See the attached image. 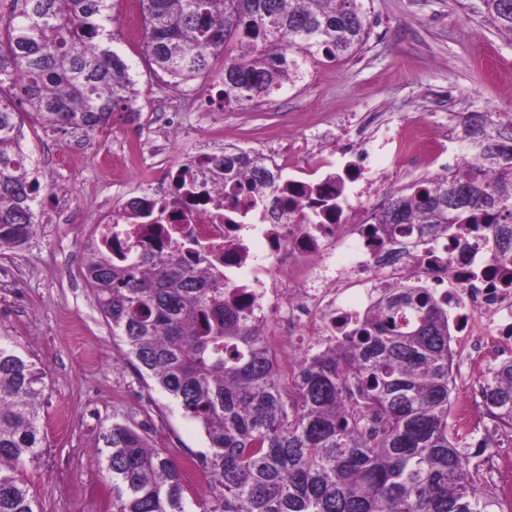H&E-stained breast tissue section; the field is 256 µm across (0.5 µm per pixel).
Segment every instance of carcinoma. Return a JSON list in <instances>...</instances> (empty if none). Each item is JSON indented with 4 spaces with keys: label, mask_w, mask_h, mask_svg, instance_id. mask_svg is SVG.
Returning a JSON list of instances; mask_svg holds the SVG:
<instances>
[{
    "label": "carcinoma",
    "mask_w": 512,
    "mask_h": 512,
    "mask_svg": "<svg viewBox=\"0 0 512 512\" xmlns=\"http://www.w3.org/2000/svg\"><path fill=\"white\" fill-rule=\"evenodd\" d=\"M11 2L0 14V250L40 224L23 116L97 134L139 98L118 48L121 0ZM360 2L137 0L142 53L177 85L217 76L224 102L257 104L291 79L294 55L355 57L368 36ZM483 4L511 38L512 0ZM463 146L461 167L394 196L377 223L430 224L450 236L484 224L497 257L512 263V113H470ZM83 277L144 386L202 428L200 460L221 485V512H504L448 427V310L427 289H393L352 334L283 374L268 326L225 304L224 288L196 276L180 249L158 256L107 237ZM44 378L0 335V512H38L23 468L43 453ZM482 398L512 431V359L492 370ZM102 441L113 512H185L184 473L163 449L117 422Z\"/></svg>",
    "instance_id": "cac0c4a2"
}]
</instances>
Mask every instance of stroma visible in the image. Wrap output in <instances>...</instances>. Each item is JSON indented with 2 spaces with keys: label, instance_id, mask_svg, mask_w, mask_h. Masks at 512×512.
<instances>
[{
  "label": "stroma",
  "instance_id": "1",
  "mask_svg": "<svg viewBox=\"0 0 512 512\" xmlns=\"http://www.w3.org/2000/svg\"><path fill=\"white\" fill-rule=\"evenodd\" d=\"M364 3L370 37L361 52L308 64L310 78L263 105L196 111L195 94L150 75L141 41L126 37L120 48L140 76V126L123 112L103 134L26 123L43 186L40 224L24 246L0 255V335L46 372V451L24 472L42 512H112L111 481L94 454L112 423L136 428L180 466L206 449L199 426L147 390L113 341L82 276L89 217L109 223L152 173L202 149L266 151L311 134L328 150L336 132L366 112L426 125L451 111L512 113V38L487 20L482 0Z\"/></svg>",
  "mask_w": 512,
  "mask_h": 512
}]
</instances>
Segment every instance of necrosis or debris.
Returning a JSON list of instances; mask_svg holds the SVG:
<instances>
[{
    "instance_id": "4bbe7bcc",
    "label": "necrosis or debris",
    "mask_w": 512,
    "mask_h": 512,
    "mask_svg": "<svg viewBox=\"0 0 512 512\" xmlns=\"http://www.w3.org/2000/svg\"><path fill=\"white\" fill-rule=\"evenodd\" d=\"M457 141L404 120L376 138L339 134L332 152L298 144L264 158L269 185L259 192L249 170L225 180L223 153L203 150L148 193L156 223L128 224L117 212L112 231L195 251L194 270L223 283L225 302L246 304L268 325L279 365L317 356L373 313L385 289L409 284L447 303L453 349L489 370L512 354V264L497 259L491 233L466 225L452 238L404 234L376 221L386 179L374 175V155L393 174L425 163L441 179L466 159ZM451 408L466 447L481 448L512 502V459L492 452L480 391Z\"/></svg>"
}]
</instances>
